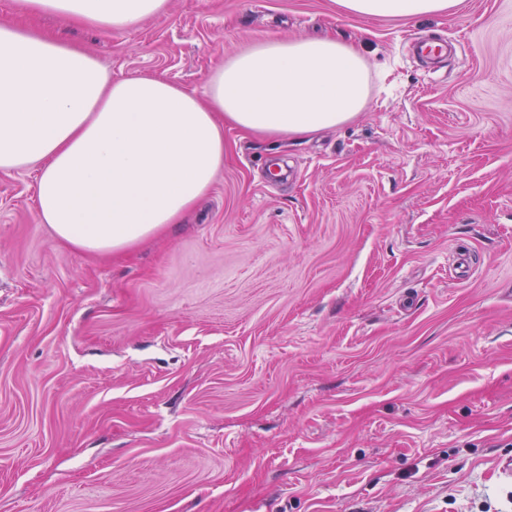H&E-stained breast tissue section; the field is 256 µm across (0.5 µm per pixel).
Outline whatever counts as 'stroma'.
Wrapping results in <instances>:
<instances>
[{
    "instance_id": "35a3bbf8",
    "label": "stroma",
    "mask_w": 512,
    "mask_h": 512,
    "mask_svg": "<svg viewBox=\"0 0 512 512\" xmlns=\"http://www.w3.org/2000/svg\"><path fill=\"white\" fill-rule=\"evenodd\" d=\"M1 23L201 99L259 42L331 35L369 96L299 140L225 127L201 203L118 255L57 241L34 173L0 171V512H512V0ZM444 33L465 49L433 74L409 38ZM349 15L360 17H418L447 12L458 0H337Z\"/></svg>"
}]
</instances>
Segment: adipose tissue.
<instances>
[{
  "mask_svg": "<svg viewBox=\"0 0 512 512\" xmlns=\"http://www.w3.org/2000/svg\"><path fill=\"white\" fill-rule=\"evenodd\" d=\"M360 17H418L458 0H337ZM125 31L168 0H16ZM369 71L333 38L268 41L235 56L206 100L150 76L112 78L64 40L0 26V170L32 169L40 223L77 250L111 254L169 225L209 192L224 165V126L269 140L303 137L362 112Z\"/></svg>",
  "mask_w": 512,
  "mask_h": 512,
  "instance_id": "obj_1",
  "label": "adipose tissue"
}]
</instances>
